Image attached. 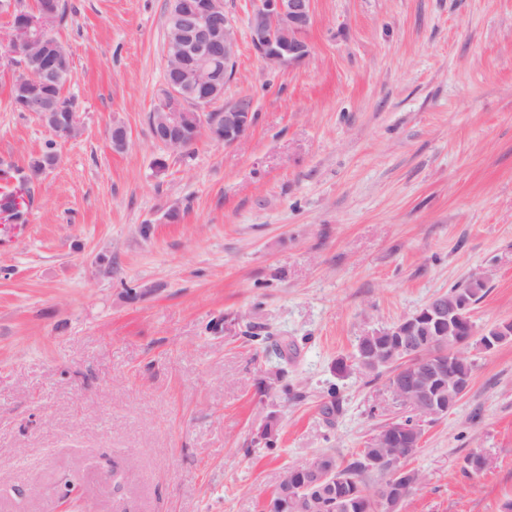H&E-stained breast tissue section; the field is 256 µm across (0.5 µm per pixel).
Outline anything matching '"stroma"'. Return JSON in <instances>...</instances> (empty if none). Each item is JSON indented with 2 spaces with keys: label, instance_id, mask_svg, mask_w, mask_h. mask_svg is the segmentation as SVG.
I'll use <instances>...</instances> for the list:
<instances>
[{
  "label": "stroma",
  "instance_id": "35a3bbf8",
  "mask_svg": "<svg viewBox=\"0 0 512 512\" xmlns=\"http://www.w3.org/2000/svg\"><path fill=\"white\" fill-rule=\"evenodd\" d=\"M66 2L80 136L13 111L0 65V164L58 154L0 244V512H56L66 479L87 512H264L288 467L400 417L386 376L334 369L360 336L472 276L476 330L512 320V0H314L311 54L282 70L252 0H225L223 101L256 119L182 151L149 128L168 0ZM469 356L399 512L512 500V339Z\"/></svg>",
  "mask_w": 512,
  "mask_h": 512
}]
</instances>
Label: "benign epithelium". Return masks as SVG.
<instances>
[{"label": "benign epithelium", "mask_w": 512, "mask_h": 512, "mask_svg": "<svg viewBox=\"0 0 512 512\" xmlns=\"http://www.w3.org/2000/svg\"><path fill=\"white\" fill-rule=\"evenodd\" d=\"M61 0H36L34 8L16 23L12 43L3 56L13 61L20 74L13 82L19 107L30 112L39 107L38 116L48 128L66 134L81 125L80 113L61 112L43 107L39 90L65 76L66 64L58 53L53 29L60 21ZM313 0H253L249 36L260 59L272 69L292 67L311 54L306 34L313 23ZM238 51L235 22L225 9L224 0H171L166 29L165 92L151 114L154 141L168 149L184 147L185 127L192 123L191 135L231 146L250 131L254 114L248 101L224 106L222 112L207 111L206 101L224 96V87L236 74ZM199 89L205 99L189 106L191 93ZM29 203L26 186L17 188L10 206L0 210V223L13 224V214ZM448 324L454 349L468 347L474 336L484 351H492L512 335V321L495 325L481 333L474 328L470 304L463 298L448 301L444 293L432 297L423 307L388 326L391 337L385 348H369L382 366L401 359L403 365L388 377V388L404 413L413 416L414 426L422 427L443 417L468 389L469 383L447 375L446 364L438 348L446 336L435 330ZM448 385V400L440 390ZM380 448H419L415 431L401 423L375 436ZM398 467L390 483L400 485L399 492L375 499L374 512H397L404 492L419 484L415 472L405 465L403 455L396 457ZM307 483L288 484V500L306 498L307 490L331 483L332 469L315 460L306 463Z\"/></svg>", "instance_id": "obj_1"}]
</instances>
